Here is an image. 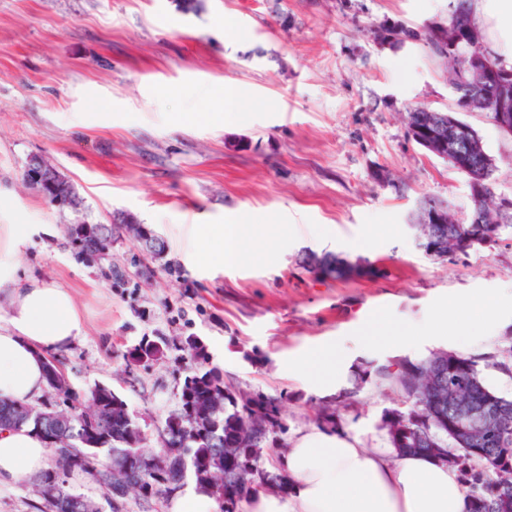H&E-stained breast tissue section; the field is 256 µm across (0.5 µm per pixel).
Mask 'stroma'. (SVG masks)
I'll return each mask as SVG.
<instances>
[{"instance_id":"stroma-1","label":"stroma","mask_w":512,"mask_h":512,"mask_svg":"<svg viewBox=\"0 0 512 512\" xmlns=\"http://www.w3.org/2000/svg\"><path fill=\"white\" fill-rule=\"evenodd\" d=\"M451 0H0V225L50 224L21 245L19 272L70 288L86 337L60 354L73 388L105 385L147 435L174 409L185 362L177 345L200 337L225 382L284 395L289 433L317 422L324 398L290 378L288 359L347 342L336 396L351 435L383 446L395 407L367 366L455 351L453 335L482 328L469 306L448 337L359 342L367 324L394 329L454 297L497 301L496 348H512V232L491 249L435 261L420 245V200L470 206L466 179L409 140L404 116L427 106L477 131L494 159L496 194L512 197V134L457 104L443 61L424 41L392 49L371 40L386 20L415 32L447 21ZM242 95L224 125L211 97ZM199 113L196 121L185 120ZM45 158L74 187L80 211L46 203L23 179ZM389 175L377 182L376 171ZM134 217L166 243L141 272L137 241L112 239L116 284L78 259L64 233L78 221ZM255 222L258 258L193 264L198 224ZM329 225L333 234L315 236ZM332 254L365 274L333 280L304 270V254ZM170 346L148 367L126 366L142 337ZM39 473L0 485V512H46Z\"/></svg>"}]
</instances>
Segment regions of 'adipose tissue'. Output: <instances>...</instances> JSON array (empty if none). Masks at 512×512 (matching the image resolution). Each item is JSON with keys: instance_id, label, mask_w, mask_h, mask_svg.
Here are the masks:
<instances>
[{"instance_id": "adipose-tissue-1", "label": "adipose tissue", "mask_w": 512, "mask_h": 512, "mask_svg": "<svg viewBox=\"0 0 512 512\" xmlns=\"http://www.w3.org/2000/svg\"><path fill=\"white\" fill-rule=\"evenodd\" d=\"M475 16L486 29L492 51L512 58V0H476ZM33 230L29 224L0 225V398L34 403L45 387L44 358L70 349L85 335L73 293L38 277H22L13 261ZM251 224H214L196 235L190 258L225 263L251 259ZM347 359L341 344L302 353L288 375L312 390H335ZM52 451L29 429H0V484L42 469ZM279 458L289 482L281 496L259 491L244 512H469L458 473L428 455L400 453L391 445L363 447L347 429L313 426L296 433Z\"/></svg>"}]
</instances>
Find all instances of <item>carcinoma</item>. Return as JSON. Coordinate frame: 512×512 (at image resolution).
Segmentation results:
<instances>
[{"label": "carcinoma", "instance_id": "obj_1", "mask_svg": "<svg viewBox=\"0 0 512 512\" xmlns=\"http://www.w3.org/2000/svg\"><path fill=\"white\" fill-rule=\"evenodd\" d=\"M454 32L453 49L444 55L450 61L481 46L486 64L487 80L484 96L497 104L508 94L512 107V66L484 46V36L472 17L467 0H457L448 17ZM382 44L396 46L416 37V32L401 23L389 20L375 26ZM448 136V120L434 121L425 130L414 134L418 139H439ZM453 168L463 175L470 188L471 205L459 216L457 224H433L431 212L443 201L424 199L419 224L426 254L434 260L466 255L478 248L490 249L502 232L512 229V209L499 210L491 181L493 163L478 165L460 162ZM127 215L113 216L110 224H68L66 235L76 255L81 257L95 248L102 238L125 233L135 238L142 252L158 259L166 250L165 242L144 225L130 227ZM307 265L323 277L350 279L365 271L330 255L312 256ZM191 363L184 369L176 412L181 423L168 437V447L189 451L186 462L175 471L146 467L134 474L149 498L166 497L169 486L185 476H192L196 489L215 497L216 512H241V505L256 490L274 488L288 492L286 476L279 472L270 449L281 446L287 425L282 413V397L263 392L244 391L224 383V374L210 365L205 346L193 338L186 340ZM377 380L388 384L398 395L399 407L382 416L392 447L402 453H427L448 461L451 466L469 473L466 489L471 497L470 512H487L485 505L495 498L507 497L498 512H512V397L491 391L483 382L479 360L452 352H436L412 361L396 360L373 369ZM52 396L49 405L61 408V419L41 426H28L47 438L59 434L65 442L51 447L54 467L67 477L74 472L87 476L83 457L96 456V483L112 492L106 477L112 472V458L131 448L143 447L140 432L129 412L112 407L116 393L97 386L87 395L75 389L48 387ZM471 405L484 407L496 421L483 432L466 433L457 428L458 417ZM321 424L336 427L340 421V405L333 402L322 407ZM98 436L100 446L89 447L84 439L89 433ZM46 484L41 499L51 512H72L66 480L50 479L42 473Z\"/></svg>", "mask_w": 512, "mask_h": 512}]
</instances>
